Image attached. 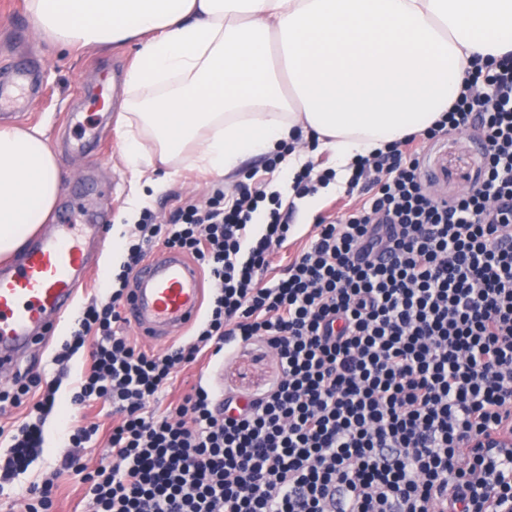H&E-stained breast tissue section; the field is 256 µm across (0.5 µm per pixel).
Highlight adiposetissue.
Masks as SVG:
<instances>
[{
  "mask_svg": "<svg viewBox=\"0 0 512 512\" xmlns=\"http://www.w3.org/2000/svg\"><path fill=\"white\" fill-rule=\"evenodd\" d=\"M38 35L71 47L140 40L123 86L121 159L135 181L174 160L221 177L249 157L317 144L352 163L423 133L472 56L512 57V0H26ZM153 151H146V144ZM40 126L0 128V259L61 193Z\"/></svg>",
  "mask_w": 512,
  "mask_h": 512,
  "instance_id": "obj_1",
  "label": "adipose tissue"
}]
</instances>
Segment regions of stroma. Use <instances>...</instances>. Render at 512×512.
<instances>
[{
    "label": "stroma",
    "instance_id": "1",
    "mask_svg": "<svg viewBox=\"0 0 512 512\" xmlns=\"http://www.w3.org/2000/svg\"><path fill=\"white\" fill-rule=\"evenodd\" d=\"M139 46L128 42L110 48L60 50L40 40L33 21L25 9V0H0V72L12 62L34 53L42 61L39 70L40 92L31 112L23 117L26 125H42L67 184L83 188L109 220H117L131 194L132 176L120 159V134L116 119H109L102 136L108 147L105 154H78L76 131L66 126L63 117L76 111L84 87L109 75L115 90H122L126 70L133 64ZM423 159L422 176L426 188L434 195L452 198L460 195L481 178V152L470 135L455 133L439 140H418ZM158 185L149 191L143 205L158 219L188 200L206 201L215 184L209 173L177 163L156 166L153 174ZM75 317L67 315L46 335L40 346L20 356L18 372L54 375L52 359L72 330ZM204 379L219 390L248 396L259 394L278 379V368L270 349L260 343L236 348L223 360L202 370L193 366L177 376L173 385L161 395L162 405L182 401L197 379ZM64 424L46 420L44 452L28 472L0 489V512H18L13 499L18 486L44 478L56 485L55 512H83L85 487L71 473L60 471L65 454Z\"/></svg>",
    "mask_w": 512,
    "mask_h": 512
}]
</instances>
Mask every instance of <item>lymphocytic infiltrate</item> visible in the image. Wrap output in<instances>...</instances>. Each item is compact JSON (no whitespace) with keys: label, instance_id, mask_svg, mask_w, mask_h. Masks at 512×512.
<instances>
[{"label":"lymphocytic infiltrate","instance_id":"lymphocytic-infiltrate-1","mask_svg":"<svg viewBox=\"0 0 512 512\" xmlns=\"http://www.w3.org/2000/svg\"><path fill=\"white\" fill-rule=\"evenodd\" d=\"M468 132L482 179L448 200L421 177L413 137L359 157L345 193L360 203L319 218L277 281L270 257L295 234L298 199L336 170L307 161L292 199L248 180L215 184L206 205L166 223L143 211L126 259L53 358L90 364L72 410L112 408L111 451H81L98 424H70L60 467L86 485V512H512V450L479 439L512 426V60L474 59L459 97L423 136ZM207 272L213 290L186 341L154 353L125 336L122 305L155 247ZM252 342L275 355L278 381L238 398L196 384L158 407L184 369ZM56 379L16 374L0 410L29 404L11 430L0 484L43 448Z\"/></svg>","mask_w":512,"mask_h":512}]
</instances>
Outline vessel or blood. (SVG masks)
<instances>
[{
  "instance_id": "obj_1",
  "label": "vessel or blood",
  "mask_w": 512,
  "mask_h": 512,
  "mask_svg": "<svg viewBox=\"0 0 512 512\" xmlns=\"http://www.w3.org/2000/svg\"><path fill=\"white\" fill-rule=\"evenodd\" d=\"M40 60L15 64L0 83V109L19 112L35 99L31 77ZM107 230L103 219L72 223L63 216L50 234L36 238L14 264L0 269V373L38 346L67 314L91 270V247ZM200 270L180 252L157 249L138 269L122 315L145 340L181 335L201 313Z\"/></svg>"
}]
</instances>
